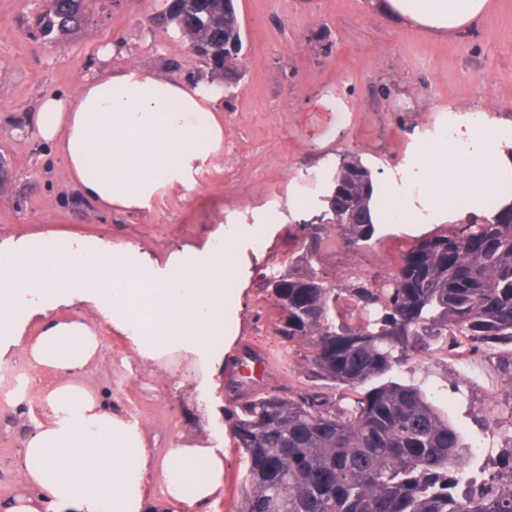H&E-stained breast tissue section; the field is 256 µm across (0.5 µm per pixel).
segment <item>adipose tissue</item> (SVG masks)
Instances as JSON below:
<instances>
[{
	"label": "adipose tissue",
	"instance_id": "obj_1",
	"mask_svg": "<svg viewBox=\"0 0 512 512\" xmlns=\"http://www.w3.org/2000/svg\"><path fill=\"white\" fill-rule=\"evenodd\" d=\"M370 4L394 23L448 38L483 16L488 0ZM223 96L218 86L134 63L88 74L73 93L45 96L35 126L85 199L138 212L223 158ZM445 112L453 135L414 128L410 139L426 141L427 160L404 158L374 223L490 220L507 206L499 186L512 181V121L483 112L479 133L462 108ZM262 232L257 224H221L200 248L163 262L130 242L73 238L65 252L41 233L0 241V368L22 349L58 375L41 394L47 419L24 450L26 491L6 512H147L158 496L174 512H201L223 492V449L176 445L156 456L138 423L103 406L86 384L99 338L89 324L56 311L79 303L94 308L142 363L190 359L199 389L216 392L217 366L237 338L224 288L236 255ZM36 244L44 247L37 258ZM21 308L22 322L15 316ZM30 324L36 335L29 340Z\"/></svg>",
	"mask_w": 512,
	"mask_h": 512
}]
</instances>
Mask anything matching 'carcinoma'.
Wrapping results in <instances>:
<instances>
[{"instance_id":"carcinoma-1","label":"carcinoma","mask_w":512,"mask_h":512,"mask_svg":"<svg viewBox=\"0 0 512 512\" xmlns=\"http://www.w3.org/2000/svg\"><path fill=\"white\" fill-rule=\"evenodd\" d=\"M97 0H47L30 33L63 46ZM154 21L202 60L201 79L231 93L239 60L224 43L243 40L238 10L224 0H171ZM373 175L342 154L303 225L305 261L333 229L348 247L370 242ZM279 309L275 332L306 344L299 392L267 389L228 410L243 464L238 512H512V448L490 459L486 488L466 493L468 452L448 416L419 384L386 379L419 357L463 346L474 355L512 347V206L491 220L455 224L417 240L385 286L329 288L292 269L267 283ZM352 396L351 408L337 396Z\"/></svg>"}]
</instances>
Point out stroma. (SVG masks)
<instances>
[{
	"label": "stroma",
	"mask_w": 512,
	"mask_h": 512,
	"mask_svg": "<svg viewBox=\"0 0 512 512\" xmlns=\"http://www.w3.org/2000/svg\"><path fill=\"white\" fill-rule=\"evenodd\" d=\"M245 32L242 77L224 100V160L194 173L193 191L179 188L157 196L150 210L116 213L81 199L63 161L24 120L51 93L74 91L84 74L126 62L146 64L186 79L201 70L199 59L178 35L151 23L163 0H98L85 27L66 46L33 39L28 18L42 0H0V239L53 231L112 243L131 242L157 257L194 247L218 223L249 224L272 205L280 222L263 252L241 254L253 274L234 289L239 337L227 352L233 364L243 348L268 355L266 388L304 389L307 345L283 342L275 332L277 311L265 276L298 267L329 285L357 278H383L396 269L429 224H381L369 245L346 247L330 234L312 263L300 262L306 213L288 206L291 187L305 189L315 205L338 155L360 157L371 169L390 172L409 149L410 127L431 120V110L450 103L480 105L512 120V0H489L484 17L450 40L398 25L371 9L369 0H237ZM124 44L129 56L103 62L101 50ZM344 118L328 125L327 101ZM63 317L94 324L101 347L87 381L100 402L136 419L155 454L173 444L208 445L224 451V495L208 512H237L242 464L226 410L233 393H201L188 363L143 365L129 357L85 305ZM495 353L476 357L480 382L457 392L452 357L417 362L413 377L436 391V403L463 440L486 437L502 451L512 432L502 420L512 412ZM10 372L30 378L28 389L0 395V501L15 496L23 449L44 417L41 391L55 376L24 350H16Z\"/></svg>",
	"instance_id": "obj_1"
}]
</instances>
